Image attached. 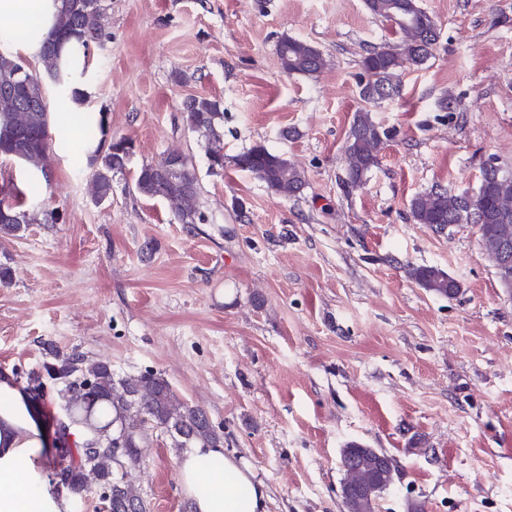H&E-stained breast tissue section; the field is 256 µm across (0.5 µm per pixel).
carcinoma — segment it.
Here are the masks:
<instances>
[{"label": "carcinoma", "mask_w": 512, "mask_h": 512, "mask_svg": "<svg viewBox=\"0 0 512 512\" xmlns=\"http://www.w3.org/2000/svg\"><path fill=\"white\" fill-rule=\"evenodd\" d=\"M372 14L384 21L396 15L398 42L388 48L371 50L363 57L362 68L368 77L366 86L382 88L383 94L363 92L368 100L384 99L399 93L400 76L407 69L424 64L432 55L437 36L423 24L427 12L418 0H366ZM101 0H61L56 21L38 53L45 77L55 86L60 101L83 104L87 95L80 89L86 69L79 68L75 56L88 54L89 43L102 36ZM283 69L289 74L313 75L326 65L321 52L310 44L284 36L278 44ZM21 60L9 53L0 54V156L13 151L10 133L22 130L25 142L24 163L33 174L45 173L51 148L50 112L39 84L20 85ZM188 127L204 138L212 172L224 169V152L219 127L224 122L221 103L205 96H193L183 103ZM387 131L375 123L367 111L356 113L345 144L346 182L360 186L367 174L379 164ZM132 155L131 141L122 139L99 142L87 164L92 170V198L103 202L112 196V180L123 172ZM235 164L263 182L277 195L294 196L305 184V175L284 156L259 145L235 159ZM486 180V171H481ZM488 181V180H486ZM135 191L149 199H162L170 207L173 219L189 228L202 220L194 207L199 194V180L193 163L185 160L174 180L164 178L160 165L144 162L137 170ZM37 200V186L29 191H9L0 204L7 203L15 219L0 222V237L14 236L22 225L33 220L21 209L25 198ZM480 221L462 208L458 195L436 185L410 201L412 217L418 224L442 232L448 225L472 224L486 258L500 261L504 248L512 249V172L505 169L488 181L482 201ZM408 275L421 288L436 296L450 298L459 292V284L435 266H411ZM15 375L25 380L30 391L50 386V399L63 410L65 419L56 423L57 442L66 448L52 459L65 460L64 478L51 480L66 487L74 497L83 498L92 484L100 490V499L111 512H148L138 487L131 479L140 468L143 449L149 447L153 434L168 436L174 448H222V437L206 411L180 399L169 382L159 373L146 370L135 375L117 377L109 363L82 354L64 355L47 345L45 359L35 368L22 366ZM85 429L82 441L71 439L70 425ZM122 439V450L116 440ZM341 455L353 457L356 464L345 479L358 488L369 484L376 474L385 473L384 482L394 484L390 468L378 469L379 457L374 448L348 443Z\"/></svg>", "instance_id": "obj_1"}]
</instances>
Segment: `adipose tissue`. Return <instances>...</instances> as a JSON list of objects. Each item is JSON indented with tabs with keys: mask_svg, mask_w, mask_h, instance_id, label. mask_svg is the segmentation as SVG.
<instances>
[{
	"mask_svg": "<svg viewBox=\"0 0 512 512\" xmlns=\"http://www.w3.org/2000/svg\"><path fill=\"white\" fill-rule=\"evenodd\" d=\"M60 0H0V19L34 29L21 43L38 53ZM10 373L0 374V512H70L66 495H53L44 470L55 437L45 431ZM179 486L190 512H264L266 490L245 461L219 448H192L178 462Z\"/></svg>",
	"mask_w": 512,
	"mask_h": 512,
	"instance_id": "obj_1",
	"label": "adipose tissue"
}]
</instances>
